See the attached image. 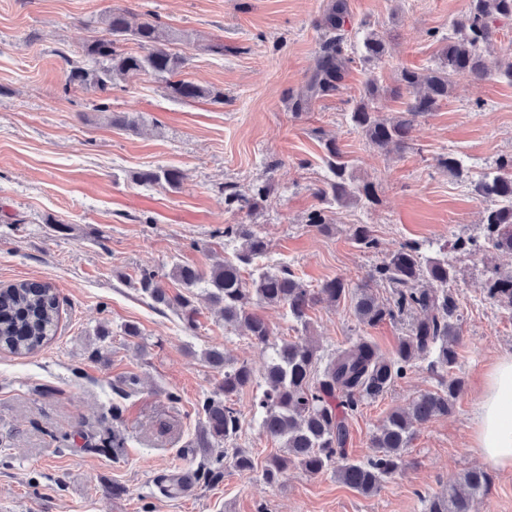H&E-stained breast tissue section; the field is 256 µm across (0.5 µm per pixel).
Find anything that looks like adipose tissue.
Segmentation results:
<instances>
[{"label": "adipose tissue", "mask_w": 512, "mask_h": 512, "mask_svg": "<svg viewBox=\"0 0 512 512\" xmlns=\"http://www.w3.org/2000/svg\"><path fill=\"white\" fill-rule=\"evenodd\" d=\"M473 446L495 466L512 470V355L500 358L488 375Z\"/></svg>", "instance_id": "ef3b65f1"}]
</instances>
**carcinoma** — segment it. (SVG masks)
Listing matches in <instances>:
<instances>
[{
	"label": "carcinoma",
	"instance_id": "carcinoma-1",
	"mask_svg": "<svg viewBox=\"0 0 512 512\" xmlns=\"http://www.w3.org/2000/svg\"><path fill=\"white\" fill-rule=\"evenodd\" d=\"M511 20L512 0H469L465 15L453 24V35L442 37L443 45L433 65L400 69V82L409 93L405 109L390 120L380 118L376 107L380 87L372 79L364 96L349 112L350 121L381 151L392 145L406 147L414 123L448 98L456 79L485 80L492 76L486 53L495 43L499 24ZM102 23L105 34L83 47V61L75 62L68 55H61L69 67V83L105 91L119 77L143 73L165 79L176 99L224 103V92L178 78L185 58L171 51L169 44L187 38V33H176L153 20L134 23L131 14L122 9L105 14ZM348 23L347 0H328L316 23L321 39L314 69L301 91L288 96V109L294 115L308 112L315 102L341 92L349 65L354 62L349 52ZM120 40L135 42L142 52L118 50L116 43ZM387 54L384 37L373 31L367 33L362 42V61L375 66ZM325 151L330 176L317 189L323 207L307 219L309 227L318 232L332 225V206L377 202L374 184L355 178L335 142H326ZM184 178L185 174L177 168L133 174L136 182L171 189L179 188ZM470 187L473 195L493 201L494 207L484 212L482 235L477 239L459 237L454 249L473 254L512 253V157L500 159L494 171L471 182ZM273 191L270 181L245 190L229 185L224 188V204L229 209L251 212ZM349 232L358 248L365 252L378 250L379 241L368 225L354 224ZM223 234L241 241L234 258L215 262L207 273L175 265L168 276L188 290L205 291L225 324L245 327L255 344L273 351L264 367L265 389L256 407L263 413V430L282 440L286 455L270 460L264 469L265 480L271 485L278 484L290 464L310 474L334 465L343 484L366 496L377 492L402 467V452L409 447L414 426L446 417L453 411L461 381L450 378L443 389L419 394L410 410L395 408L388 412L372 437L378 455L366 462L351 460L346 454L347 420L363 403L388 392L415 360L431 357L429 368L436 373H444L456 364L460 313L448 288V283L456 279L455 267L448 257L428 258L420 244L406 242L372 266L364 283L354 289L343 277L311 288L288 267L260 268L257 277L248 284L242 279L241 269L264 257L269 243L250 224H226ZM381 285L392 290L386 301L373 293V287ZM137 288L155 304L180 310L188 327H195V310L189 296H169L157 271L142 270ZM480 288L487 299L512 311V272L503 274L492 267ZM348 295L352 296L353 312L361 324L375 326L404 315L412 317L393 355L380 353L371 340L360 337L337 348L324 361L309 343L273 340L269 324L252 308L255 302L281 306L294 325L306 331L308 311L313 306L336 304ZM59 314L60 302L51 284H1L0 348L19 356L36 353L54 336ZM205 361L218 370L221 379L201 405L204 421L192 447L203 449L206 457L197 474L214 475L224 467L227 458L238 470L250 471L254 468L252 458L238 450L229 451L225 444L235 440L242 429V413L233 396L251 382L253 368L244 362H230L216 349L205 352ZM488 487L485 472L469 470L448 486V497L432 501L430 512H473L475 502Z\"/></svg>",
	"mask_w": 512,
	"mask_h": 512
}]
</instances>
